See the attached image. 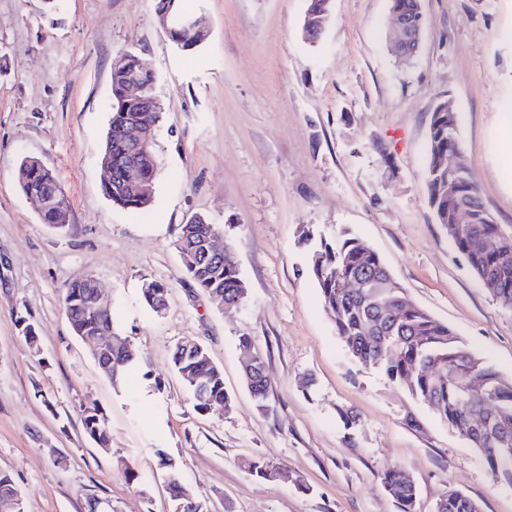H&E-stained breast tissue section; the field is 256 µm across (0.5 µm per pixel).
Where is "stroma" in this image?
<instances>
[{"label":"stroma","instance_id":"35a3bbf8","mask_svg":"<svg viewBox=\"0 0 512 512\" xmlns=\"http://www.w3.org/2000/svg\"><path fill=\"white\" fill-rule=\"evenodd\" d=\"M181 4L207 31L191 51L160 26L156 0H0V470L25 512H170L161 451L206 512H399L378 478L387 466L410 474L419 512L451 487L481 512H512L511 483L494 481L430 407L351 356L301 242L306 231L351 229L408 299L512 379V312L437 224L425 186L444 94L482 199L512 233L496 143L499 104L512 96V41L502 37L512 0H422L423 40L406 66L387 46L390 0H331L314 42L302 33L308 0ZM126 52L152 72L163 104L154 199L139 213L105 198L99 163L112 63ZM27 156L57 173L67 232L43 224L20 192ZM197 214L247 287L232 313L186 277L174 249L175 227ZM88 274L136 355L119 388L64 313L65 284ZM147 279L168 287L164 314L143 302ZM244 334L266 357L262 408L243 382ZM187 339L222 368L230 410L194 409L172 366ZM93 405L112 432L106 450L82 430L80 411ZM245 456L289 481L254 479Z\"/></svg>","mask_w":512,"mask_h":512}]
</instances>
